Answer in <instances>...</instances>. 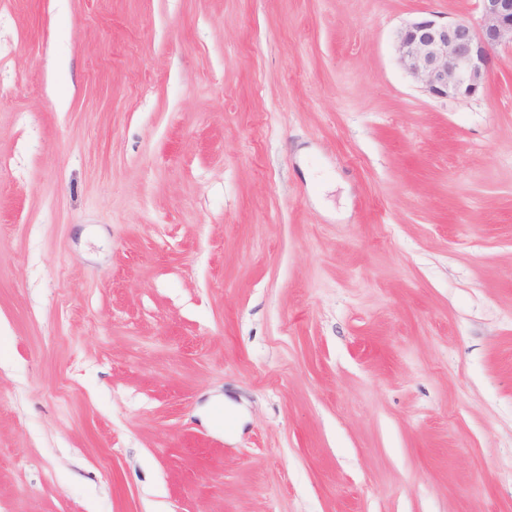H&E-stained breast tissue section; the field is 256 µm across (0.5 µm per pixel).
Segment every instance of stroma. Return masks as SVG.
I'll return each instance as SVG.
<instances>
[{"instance_id":"35a3bbf8","label":"stroma","mask_w":512,"mask_h":512,"mask_svg":"<svg viewBox=\"0 0 512 512\" xmlns=\"http://www.w3.org/2000/svg\"><path fill=\"white\" fill-rule=\"evenodd\" d=\"M476 0H0V512H512V48ZM476 2L478 25L423 18L396 33L398 63L432 97H472L484 87L498 47H512V0Z\"/></svg>"}]
</instances>
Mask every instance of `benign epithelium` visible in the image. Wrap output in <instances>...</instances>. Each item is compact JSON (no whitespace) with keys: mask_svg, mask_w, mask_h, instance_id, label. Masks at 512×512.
I'll use <instances>...</instances> for the list:
<instances>
[{"mask_svg":"<svg viewBox=\"0 0 512 512\" xmlns=\"http://www.w3.org/2000/svg\"><path fill=\"white\" fill-rule=\"evenodd\" d=\"M477 8V25L423 18L397 31L398 63L429 95H475L486 83L498 47H512V0H477Z\"/></svg>","mask_w":512,"mask_h":512,"instance_id":"1","label":"benign epithelium"}]
</instances>
